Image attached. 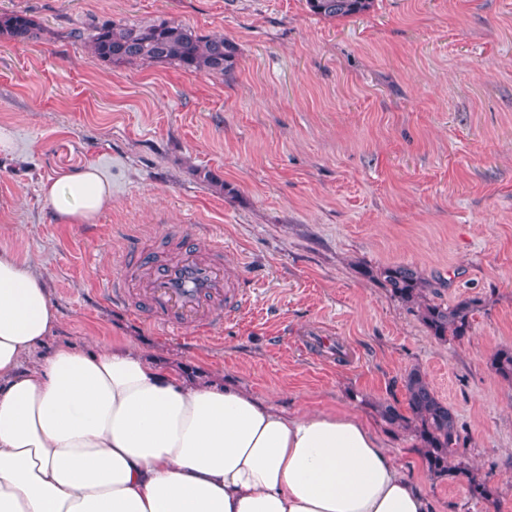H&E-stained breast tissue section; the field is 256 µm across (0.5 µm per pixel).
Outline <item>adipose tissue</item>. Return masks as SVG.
Wrapping results in <instances>:
<instances>
[{
	"label": "adipose tissue",
	"mask_w": 512,
	"mask_h": 512,
	"mask_svg": "<svg viewBox=\"0 0 512 512\" xmlns=\"http://www.w3.org/2000/svg\"><path fill=\"white\" fill-rule=\"evenodd\" d=\"M42 191L63 224L112 206L91 165ZM59 326L41 276L0 253V512H428L355 414L287 415L130 348L38 355Z\"/></svg>",
	"instance_id": "adipose-tissue-1"
}]
</instances>
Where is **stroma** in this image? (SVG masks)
<instances>
[{"label":"stroma","instance_id":"stroma-1","mask_svg":"<svg viewBox=\"0 0 512 512\" xmlns=\"http://www.w3.org/2000/svg\"><path fill=\"white\" fill-rule=\"evenodd\" d=\"M39 38H0V253L42 274L53 345H125L218 372L276 409L348 410L369 424L430 512H512V0H375L329 20L306 0H0ZM167 19L238 49L223 76L109 64L105 23ZM98 168L112 206L55 222L42 185ZM223 180L208 183L206 174ZM224 236L246 308L212 333L167 335L106 289L127 240ZM409 264L477 299L462 341L432 338L369 269ZM423 371L455 411L458 456L490 500L431 475L420 444L378 413Z\"/></svg>","mask_w":512,"mask_h":512}]
</instances>
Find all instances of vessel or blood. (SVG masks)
Masks as SVG:
<instances>
[{
	"label": "vessel or blood",
	"mask_w": 512,
	"mask_h": 512,
	"mask_svg": "<svg viewBox=\"0 0 512 512\" xmlns=\"http://www.w3.org/2000/svg\"><path fill=\"white\" fill-rule=\"evenodd\" d=\"M204 256L189 241L161 263L150 252L133 246L126 253L124 273L111 285V296L125 304H143L151 324L164 329L208 328L236 317L247 302L245 290L225 282L219 259L223 242Z\"/></svg>",
	"instance_id": "b4317fda"
}]
</instances>
